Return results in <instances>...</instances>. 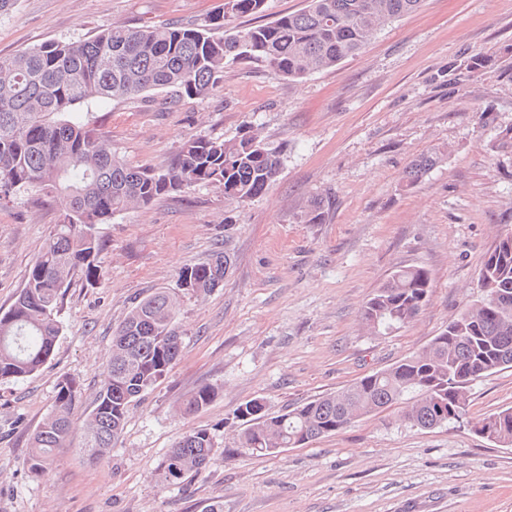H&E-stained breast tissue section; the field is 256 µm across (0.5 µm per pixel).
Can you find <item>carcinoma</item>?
I'll return each mask as SVG.
<instances>
[{
    "mask_svg": "<svg viewBox=\"0 0 512 512\" xmlns=\"http://www.w3.org/2000/svg\"><path fill=\"white\" fill-rule=\"evenodd\" d=\"M423 0H308V5L272 23L235 28L223 37L213 30L262 12L265 0H224V10L193 27H128L114 24L78 41H50L13 55H0V201L21 192L62 197L66 210L45 240L25 288L0 314V381L39 371L53 356L61 333L57 319L73 278L101 276L104 242L95 226L129 208L143 207L197 185L224 189V200L243 204L266 193L281 169L279 153L258 137L237 140L194 138L181 143L163 170L140 169L112 152L110 138L73 115L90 99H123L152 90L177 97H206L224 81V67L258 61L272 75L301 79L357 55L386 24L417 11ZM438 162L420 157L406 172L416 182ZM231 265L227 251L215 250L183 268L182 285L196 294L219 287ZM482 297L448 322L424 350L366 375L284 414L272 415L252 399L236 410L245 428L239 448L305 445L333 434L356 419L403 399L405 419L428 430L466 415L471 387L499 370L512 368V233L501 236L479 273ZM429 271L408 266L392 273L361 313L365 328L388 335L410 322L427 302ZM177 294L155 291L137 302L112 336L108 378L82 428L80 453L104 459L124 429L131 406L152 388L181 353L174 327ZM205 385L182 401L191 415L216 397ZM79 396L77 382L62 378L51 413L33 431L25 460L36 478L45 476L56 449L72 436L70 416ZM486 440L512 447V407L471 423ZM217 453L213 436L194 430L168 451L160 475L180 484L200 474Z\"/></svg>",
    "mask_w": 512,
    "mask_h": 512,
    "instance_id": "carcinoma-1",
    "label": "carcinoma"
}]
</instances>
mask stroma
Here are the masks:
<instances>
[{
  "label": "stroma",
  "mask_w": 512,
  "mask_h": 512,
  "mask_svg": "<svg viewBox=\"0 0 512 512\" xmlns=\"http://www.w3.org/2000/svg\"><path fill=\"white\" fill-rule=\"evenodd\" d=\"M224 0H15L0 14V55L76 41L122 23L192 26ZM488 67L469 73L475 56ZM95 122L127 163L162 169L179 144L257 133L281 153L264 195L227 205L199 185L96 227L102 273L74 279L59 312L52 359L0 383V512H512V447L473 434L468 421L512 407V368L471 389L467 418L431 430L404 419L407 402L369 414L296 448L257 456L235 449L237 407L262 399L281 414L420 352L480 294L478 277L500 235L512 232V0H424L379 30L363 51L299 80L256 61L228 66L205 98L157 90L128 100H88ZM441 160L414 185L405 174L426 152ZM322 203L319 223L304 220ZM64 210L21 195L0 202V312L24 288ZM224 248L220 288L183 295L175 318L182 351L134 404L110 454L96 463L79 440L33 478L29 436L54 407L58 381L76 380L82 423L112 356V332L155 289ZM432 278L419 314L385 336L361 323L367 300L397 269ZM217 395L184 416L200 386ZM219 447L190 482L160 483L156 470L192 430Z\"/></svg>",
  "instance_id": "1"
}]
</instances>
